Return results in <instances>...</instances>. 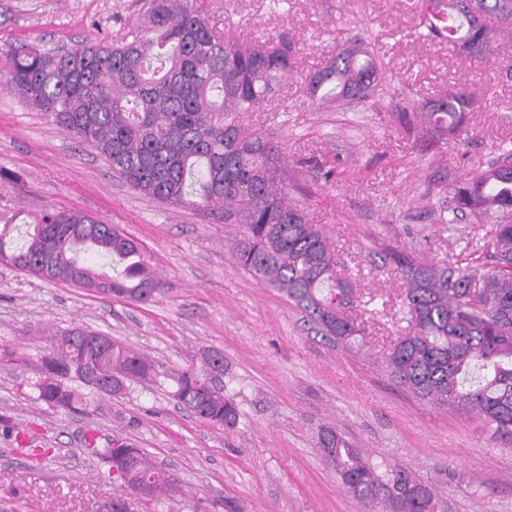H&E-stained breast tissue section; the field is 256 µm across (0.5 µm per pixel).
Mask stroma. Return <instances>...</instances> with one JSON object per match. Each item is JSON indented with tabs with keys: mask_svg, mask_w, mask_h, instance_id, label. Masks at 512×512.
I'll return each mask as SVG.
<instances>
[{
	"mask_svg": "<svg viewBox=\"0 0 512 512\" xmlns=\"http://www.w3.org/2000/svg\"><path fill=\"white\" fill-rule=\"evenodd\" d=\"M143 0H0V225L47 208L84 212L142 245L165 287L132 303L0 265V512H106L121 493L84 439L144 448L175 479L161 501L131 512H376L354 499L322 453L331 428L381 469L401 467L436 492V512H512V442L473 413L451 412L399 387L381 359L407 328L402 280L380 253L489 270L494 222L454 217L451 191L512 152V44L493 64L426 37L417 0H203L218 28L244 38L284 32L296 71L246 132L282 148L291 195L341 252L356 288L362 347L330 341L275 289L238 266L241 225L222 211L159 203L109 171L90 147L28 108L4 74L9 47L73 48L117 41ZM385 76L347 111L317 109L306 77L353 36ZM480 94L469 130L418 145L396 115L450 88ZM83 325L153 361L154 383L92 414L56 411L31 383L49 334ZM224 354L239 419L212 427L178 406L172 374L203 350Z\"/></svg>",
	"mask_w": 512,
	"mask_h": 512,
	"instance_id": "1",
	"label": "stroma"
}]
</instances>
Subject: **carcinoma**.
Here are the masks:
<instances>
[{"mask_svg": "<svg viewBox=\"0 0 512 512\" xmlns=\"http://www.w3.org/2000/svg\"><path fill=\"white\" fill-rule=\"evenodd\" d=\"M441 5L445 40L476 60L512 40V0H419L421 21L434 38L428 5ZM131 39L86 43L69 50L9 48L6 78L23 102L44 113L78 142L92 147L133 190L180 207H224L243 225L236 262L305 313L323 336L350 344L362 330L349 314L358 307L350 282L337 276L338 257L323 228L288 197L278 143L247 135L239 115L257 112L294 72V42L226 37L197 0H144ZM382 68L361 38L340 46L309 75L317 107H342L367 97ZM478 103L469 88L444 91L403 112L432 135L465 127ZM453 211L495 218L491 270L417 261L391 249L381 259L403 280L410 330L382 363L393 379L443 409L476 413L493 434L512 440V157L506 156L452 191ZM49 280L89 287L147 303L164 284L140 244L78 211L45 210L19 228H0V261ZM154 366L141 351L106 333L76 327L56 333L32 382L37 400L54 409L88 413L98 398L120 397L152 383ZM173 397L213 426L236 423L234 398L224 392V355L203 352L173 376ZM326 460L348 492L392 512H435L432 487L406 469L379 466L324 429ZM88 453L122 472L112 512H129L126 496L159 499L174 480L143 448L86 440Z\"/></svg>", "mask_w": 512, "mask_h": 512, "instance_id": "carcinoma-1", "label": "carcinoma"}]
</instances>
